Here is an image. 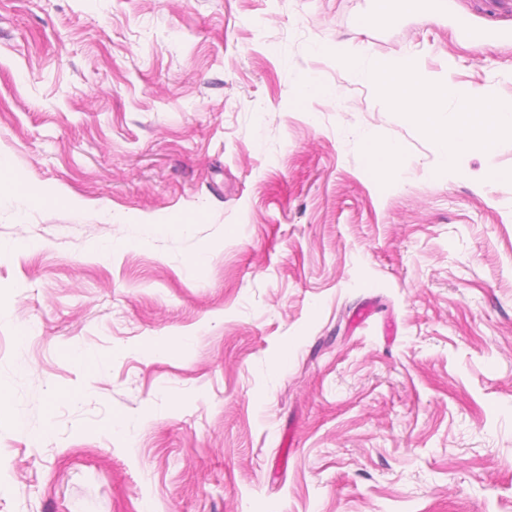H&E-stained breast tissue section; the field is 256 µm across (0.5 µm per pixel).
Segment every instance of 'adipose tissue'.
<instances>
[{
    "mask_svg": "<svg viewBox=\"0 0 512 512\" xmlns=\"http://www.w3.org/2000/svg\"><path fill=\"white\" fill-rule=\"evenodd\" d=\"M322 51L355 79L373 85L379 95L406 114L439 149L440 164L455 170L458 158L474 149L487 150L506 134H512V100H495L477 91H464L452 81H435L415 72L408 61L372 64L343 43L326 42ZM454 105L445 113L444 102Z\"/></svg>",
    "mask_w": 512,
    "mask_h": 512,
    "instance_id": "adipose-tissue-1",
    "label": "adipose tissue"
}]
</instances>
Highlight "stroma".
<instances>
[{
  "label": "stroma",
  "instance_id": "35a3bbf8",
  "mask_svg": "<svg viewBox=\"0 0 512 512\" xmlns=\"http://www.w3.org/2000/svg\"><path fill=\"white\" fill-rule=\"evenodd\" d=\"M328 38L512 99L486 0H0V512H512V137ZM319 49L334 55L336 63L355 79L373 85L379 95L406 114L439 149L440 164L453 171L457 159L475 148L488 150L505 134H512V100H495L478 91H463L451 80L434 81L409 61L373 65L366 54L345 44L325 42ZM452 102L454 111L441 105ZM366 152L377 170L388 171L402 167L401 156L394 146L369 140L366 142Z\"/></svg>",
  "mask_w": 512,
  "mask_h": 512
}]
</instances>
